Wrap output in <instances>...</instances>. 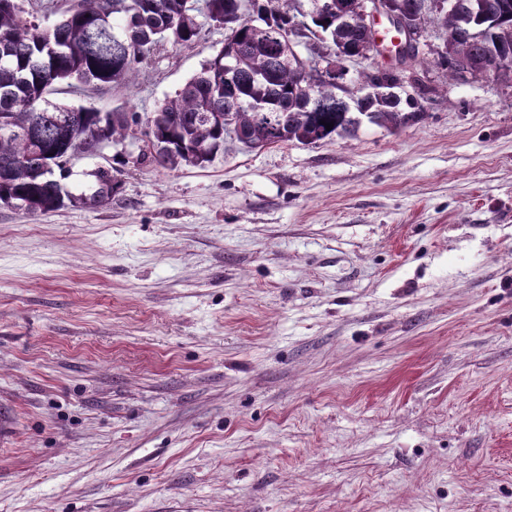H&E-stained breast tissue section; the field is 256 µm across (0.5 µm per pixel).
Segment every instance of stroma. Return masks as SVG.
Returning <instances> with one entry per match:
<instances>
[{
	"label": "stroma",
	"instance_id": "35a3bbf8",
	"mask_svg": "<svg viewBox=\"0 0 512 512\" xmlns=\"http://www.w3.org/2000/svg\"><path fill=\"white\" fill-rule=\"evenodd\" d=\"M225 37L50 99L148 116ZM443 48L417 124L0 207V512H512V83Z\"/></svg>",
	"mask_w": 512,
	"mask_h": 512
}]
</instances>
